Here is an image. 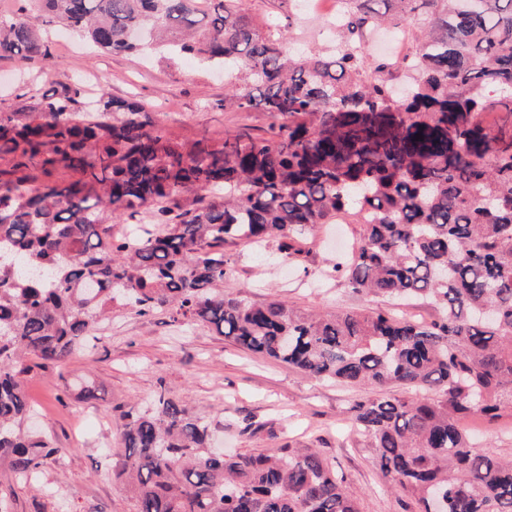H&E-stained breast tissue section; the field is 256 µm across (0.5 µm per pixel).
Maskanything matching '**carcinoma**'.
Masks as SVG:
<instances>
[{
    "instance_id": "1",
    "label": "carcinoma",
    "mask_w": 512,
    "mask_h": 512,
    "mask_svg": "<svg viewBox=\"0 0 512 512\" xmlns=\"http://www.w3.org/2000/svg\"><path fill=\"white\" fill-rule=\"evenodd\" d=\"M206 2L32 0L0 16V57L51 59L52 22L106 53L166 43L231 70L224 109L272 117L261 134L173 137L140 102L89 101L77 83L0 111V465L33 483L62 455L21 432L28 360H65L130 305L363 389L353 424L388 488L422 512L437 490L445 512H512V460L482 454L459 425L512 415V122L488 120L512 114V0H349L339 47L295 54L278 23L258 33L242 0ZM381 26L412 29L397 64L368 58ZM60 168L74 178L53 181ZM338 217L362 235L332 276L356 293L424 296L442 320L224 295V246L274 239L298 256L306 232ZM122 420L113 473L134 512H359L314 448L219 455L207 420L163 391Z\"/></svg>"
}]
</instances>
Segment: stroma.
<instances>
[{
	"instance_id": "stroma-1",
	"label": "stroma",
	"mask_w": 512,
	"mask_h": 512,
	"mask_svg": "<svg viewBox=\"0 0 512 512\" xmlns=\"http://www.w3.org/2000/svg\"><path fill=\"white\" fill-rule=\"evenodd\" d=\"M243 10L259 26L295 13L293 27L282 32L287 49L328 45L329 20L308 19L292 0H244ZM47 33L53 60L0 58V110L11 109L17 94L49 95L80 81L96 95L138 100L159 127L181 137L220 139L271 121L264 112L224 110V77L199 60L166 52L101 54L81 40L68 45L64 27L48 26ZM359 238V225L325 224L307 237L303 254L288 259L274 240L227 246L232 273L224 292L247 302L280 299L304 313L384 310L417 321L439 319L440 309L428 299L359 294L325 278L330 262ZM87 386L95 390L93 399L84 396ZM24 388L35 412L31 429L63 455L45 467L36 489L0 466L9 512H133L129 493L112 475L113 460L124 449L119 415L149 406L162 391L206 417L215 447L242 455L314 448L354 492L360 512H418L411 500L387 490L367 438L348 423L358 388L306 378L203 325L179 329L164 312L113 307L94 345L77 346L61 363L34 367ZM461 426L481 453L512 458L511 422L492 427L473 415Z\"/></svg>"
}]
</instances>
